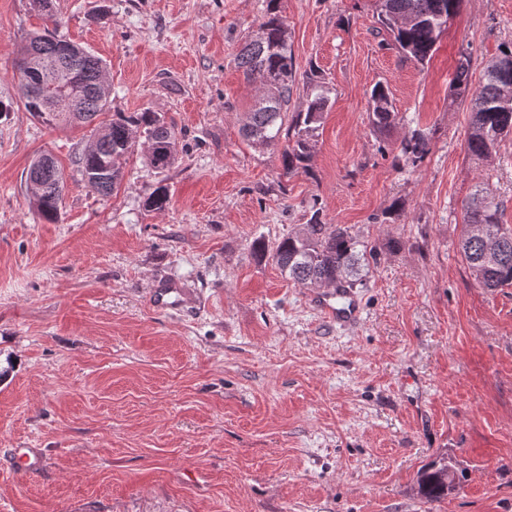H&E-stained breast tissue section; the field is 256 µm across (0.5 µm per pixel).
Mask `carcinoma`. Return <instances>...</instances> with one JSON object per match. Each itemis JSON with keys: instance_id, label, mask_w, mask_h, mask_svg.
Segmentation results:
<instances>
[{"instance_id": "1", "label": "carcinoma", "mask_w": 512, "mask_h": 512, "mask_svg": "<svg viewBox=\"0 0 512 512\" xmlns=\"http://www.w3.org/2000/svg\"><path fill=\"white\" fill-rule=\"evenodd\" d=\"M460 0H378V20L406 57L418 63L429 61L445 31L448 18L456 13ZM277 0H268L264 21L248 35L235 55L245 79L258 83L259 99L248 112L241 128L243 138L253 146L268 148L284 143L282 164L288 174L306 168L313 138L320 127L330 89L323 78L307 82L306 106L284 124L295 87L292 55L288 54V26L278 14ZM67 39L57 30L44 28L28 37L17 50V59L36 51L48 66L34 91L19 88V102L42 123L54 127H88L90 137L76 164L84 184L109 196L124 178L126 161L134 146V130L142 128L148 141L146 159L155 169H166L176 160L175 132L156 112H137L108 122L99 120L107 111L110 97L96 95V86L105 76L103 60L75 43L79 54L68 66L71 79L59 82L56 55ZM512 57L508 47L491 60L484 71V83L471 100V121L467 151L488 158L498 143L512 134V103L503 102V90L512 88V68L501 67ZM470 60L461 55L456 69V90L465 92L469 83ZM372 126L383 132L394 125L396 113L388 88L378 83L372 93ZM429 151V139L415 129L404 139L401 154L413 165ZM43 169L42 188L31 193L30 204L48 222L58 219L62 206L64 171L53 155H40L30 164ZM502 202L484 189L476 191L465 206L464 234L460 254L476 282L483 288L512 287V229L501 223ZM261 255H269L278 268L295 282L314 287L355 288L362 282L369 260H377V247L358 241L339 224H325L314 211L309 222L270 247L254 244ZM459 470L452 462H431L418 472V488L427 499L437 500L456 489Z\"/></svg>"}]
</instances>
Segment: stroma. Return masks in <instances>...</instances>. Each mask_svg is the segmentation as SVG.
<instances>
[{"label": "stroma", "mask_w": 512, "mask_h": 512, "mask_svg": "<svg viewBox=\"0 0 512 512\" xmlns=\"http://www.w3.org/2000/svg\"><path fill=\"white\" fill-rule=\"evenodd\" d=\"M267 0H53L59 35L102 58L108 115L157 112L179 140L158 170L137 137L113 195L85 187L83 130L18 100L15 51L45 22L0 0V512H512V288H481L458 243L477 187L512 227V135L466 151L472 88L512 46V0H462L426 64L390 44L377 0H279L296 72L330 95L307 169L248 146L255 100L234 62ZM384 83L398 119L371 124ZM430 151L396 165L412 130ZM62 165L58 222L29 204L40 152ZM168 207L149 210L158 186ZM377 246L340 326L253 249L312 213ZM176 284L173 307L149 293ZM41 459L17 472L16 449ZM464 478L429 501L417 473Z\"/></svg>", "instance_id": "obj_1"}]
</instances>
